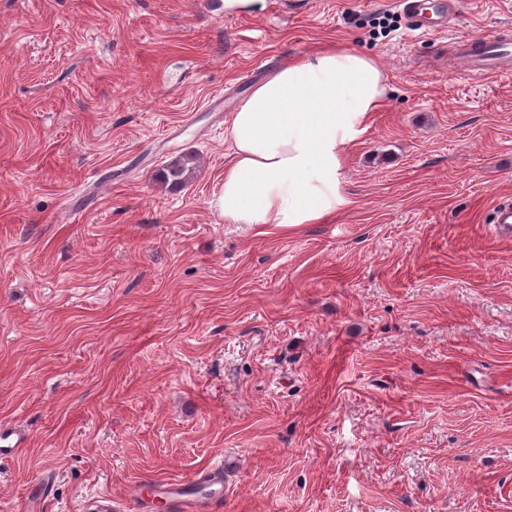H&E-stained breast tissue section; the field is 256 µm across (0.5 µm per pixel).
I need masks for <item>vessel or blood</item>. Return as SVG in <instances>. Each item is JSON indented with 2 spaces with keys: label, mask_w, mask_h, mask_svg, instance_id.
Returning <instances> with one entry per match:
<instances>
[{
  "label": "vessel or blood",
  "mask_w": 512,
  "mask_h": 512,
  "mask_svg": "<svg viewBox=\"0 0 512 512\" xmlns=\"http://www.w3.org/2000/svg\"><path fill=\"white\" fill-rule=\"evenodd\" d=\"M410 31L439 33L458 16L462 0H440L434 15H427L419 0H394ZM456 55L476 75H512V34L502 32L456 43ZM138 512H151L163 503L167 512H224V470L217 467L183 480H160L136 487L131 493Z\"/></svg>",
  "instance_id": "obj_1"
}]
</instances>
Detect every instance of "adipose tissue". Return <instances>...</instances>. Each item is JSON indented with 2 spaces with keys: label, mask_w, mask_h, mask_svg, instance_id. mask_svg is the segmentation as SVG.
I'll return each instance as SVG.
<instances>
[{
  "label": "adipose tissue",
  "mask_w": 512,
  "mask_h": 512,
  "mask_svg": "<svg viewBox=\"0 0 512 512\" xmlns=\"http://www.w3.org/2000/svg\"><path fill=\"white\" fill-rule=\"evenodd\" d=\"M373 57L298 58L255 84L230 118L232 161L210 206L229 224H316L344 204L342 157L384 102Z\"/></svg>",
  "instance_id": "adipose-tissue-1"
}]
</instances>
